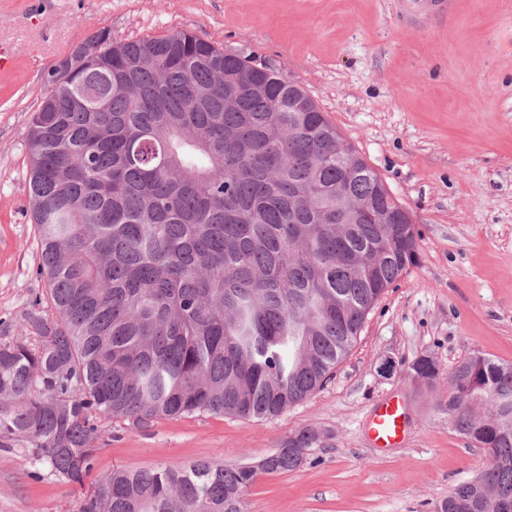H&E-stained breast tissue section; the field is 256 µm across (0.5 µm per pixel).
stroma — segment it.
I'll return each instance as SVG.
<instances>
[{"instance_id":"35a3bbf8","label":"stroma","mask_w":512,"mask_h":512,"mask_svg":"<svg viewBox=\"0 0 512 512\" xmlns=\"http://www.w3.org/2000/svg\"><path fill=\"white\" fill-rule=\"evenodd\" d=\"M0 0V38L18 62L0 74V342L20 336L33 298L48 300L30 217L27 131L47 80L102 27L117 41L188 30L278 67L307 90L419 233L418 263L369 313L326 384L281 415L193 414L120 422L95 442L83 483L0 450V512H79L115 469L234 467L273 452L294 429L330 435L297 470L261 477L248 512H434L487 464L434 416L402 370L429 354L450 371L477 354L512 362V0ZM392 375L378 370L384 359ZM395 396L407 436L368 434Z\"/></svg>"}]
</instances>
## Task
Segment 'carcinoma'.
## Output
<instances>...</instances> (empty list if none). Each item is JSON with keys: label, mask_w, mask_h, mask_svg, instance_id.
Here are the masks:
<instances>
[{"label": "carcinoma", "mask_w": 512, "mask_h": 512, "mask_svg": "<svg viewBox=\"0 0 512 512\" xmlns=\"http://www.w3.org/2000/svg\"><path fill=\"white\" fill-rule=\"evenodd\" d=\"M31 115L29 193L55 317L31 302L0 343V448L81 484L104 423L269 419L332 376L415 266L418 232L380 176L279 69L191 32L82 40ZM405 369L448 428L485 449L436 512L512 501V363ZM328 433L302 426L254 464L116 469L80 512H247L263 475Z\"/></svg>", "instance_id": "obj_1"}]
</instances>
